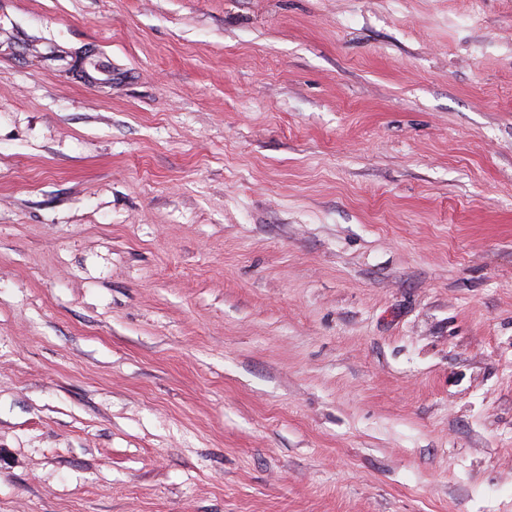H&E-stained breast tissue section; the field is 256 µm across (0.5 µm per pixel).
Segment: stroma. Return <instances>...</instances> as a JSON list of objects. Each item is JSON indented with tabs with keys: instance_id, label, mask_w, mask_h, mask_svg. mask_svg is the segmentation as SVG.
Listing matches in <instances>:
<instances>
[{
	"instance_id": "obj_1",
	"label": "stroma",
	"mask_w": 512,
	"mask_h": 512,
	"mask_svg": "<svg viewBox=\"0 0 512 512\" xmlns=\"http://www.w3.org/2000/svg\"><path fill=\"white\" fill-rule=\"evenodd\" d=\"M0 512H512V0H0Z\"/></svg>"
}]
</instances>
